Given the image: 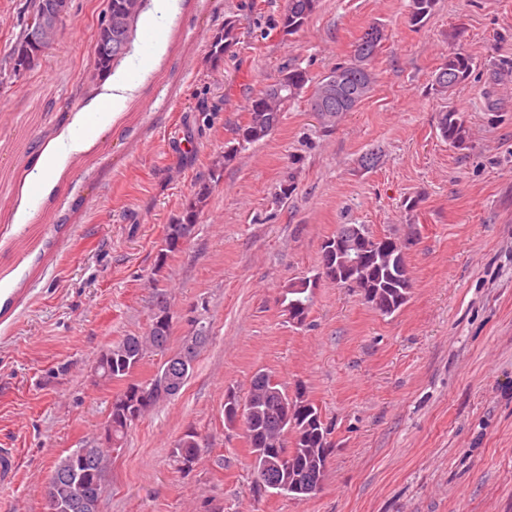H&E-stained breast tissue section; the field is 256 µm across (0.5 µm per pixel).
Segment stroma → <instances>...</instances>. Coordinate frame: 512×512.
<instances>
[{"label":"stroma","instance_id":"stroma-1","mask_svg":"<svg viewBox=\"0 0 512 512\" xmlns=\"http://www.w3.org/2000/svg\"><path fill=\"white\" fill-rule=\"evenodd\" d=\"M407 3L319 0L286 36L287 0H181L122 124L71 160L14 230L30 143L92 89L104 4L71 0L57 42L16 77L9 52L26 0H0V280L16 277L0 307V444L20 457L0 512H44L55 463L99 441L119 386L91 368L113 342L147 332L160 289L172 347L195 316L210 342L181 392L113 451L102 512H512V0H436L421 26ZM228 17L238 40L217 60L209 46ZM372 25L386 38L355 111L326 130L299 99L213 177L282 67L318 79ZM451 50L472 73L443 95L431 75ZM450 108L467 116V148L439 133ZM373 148L380 158L364 167ZM205 184L193 235L157 267L167 225ZM341 224L412 239L409 298L385 316L324 281L294 324L282 289L317 275ZM259 371L303 385L330 429L322 488L306 499L255 494L243 428L224 423L225 391L246 395ZM190 429L204 447L183 472L170 455Z\"/></svg>","mask_w":512,"mask_h":512}]
</instances>
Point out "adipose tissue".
Masks as SVG:
<instances>
[{"instance_id":"1","label":"adipose tissue","mask_w":512,"mask_h":512,"mask_svg":"<svg viewBox=\"0 0 512 512\" xmlns=\"http://www.w3.org/2000/svg\"><path fill=\"white\" fill-rule=\"evenodd\" d=\"M151 38V30L140 32L133 41L129 60L121 62L100 83L86 104L72 113L69 123L57 130L49 143L36 142L30 146L32 164L23 175L16 218L31 217L36 211L33 188L49 192L64 175L67 161L89 151L95 141L94 134L88 131L91 117L101 118L109 127L123 120L127 109L138 97L142 77L157 67L155 53L142 49Z\"/></svg>"}]
</instances>
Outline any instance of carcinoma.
Here are the masks:
<instances>
[{
    "mask_svg": "<svg viewBox=\"0 0 512 512\" xmlns=\"http://www.w3.org/2000/svg\"><path fill=\"white\" fill-rule=\"evenodd\" d=\"M319 0H288L287 8L279 21L280 31L292 35L302 29L316 11ZM149 0H109L108 14L101 16L97 26L94 45L95 67L90 81L95 83L104 78L114 63L131 52L134 26L141 13L147 8ZM70 0H28L23 18V31L11 48V73L19 76L32 70L57 39L59 24L69 10ZM435 0H409L410 20L415 25L424 23L431 15ZM380 29L371 26L364 32L355 45L353 54L347 61L336 65L313 83L307 99L310 111H330L323 121L328 124L333 118L342 116L341 104L328 95L330 81L336 80L341 87L355 97L354 107L361 104L372 92L376 76L372 61L382 40ZM237 40V24L233 18L224 21V34L216 37L210 45L214 58H221L224 52ZM472 62L460 52H450L432 72V86L440 93H447L469 79ZM280 74L288 75V91L272 101L270 105L262 102L265 90H260L251 99L248 118L236 127L237 144L225 147L224 155L215 163V170L221 171L230 163L238 151L249 144L257 143L271 135L279 126L282 114L304 93L309 77L302 69L288 65L282 67ZM438 129L442 138L457 149L468 146L470 129L463 112L448 109L439 114ZM210 188L198 190L182 220L167 225L164 243L159 250L158 265L177 252L188 240L195 229L197 216L209 196ZM307 278L301 277L289 282L282 292V303L299 304L297 316L305 322L313 298L302 291ZM406 286L393 283L385 270L373 268L366 278L356 284L358 292L367 288H412L411 279H405ZM172 319L167 294L159 291L155 295V310L148 331L143 335H128L114 342L97 358L95 369L104 382L124 381L141 365L146 356L156 352L158 344H167L160 354L172 351L169 347L172 335ZM159 374L150 378V387L139 381L129 382L112 396V446L99 443L94 448V460H86L80 455V449H74L59 460L52 473L57 475L54 495L58 502L66 504L67 512H84L77 504L84 501L103 502L110 494L106 472L111 461L112 449L117 448L126 437L133 421L143 417L153 409L159 400L152 397L151 390L159 386ZM298 400L288 398V389L275 381L272 375L259 371L251 380L245 398L236 392L228 391L224 403V419L232 425L239 422L243 426L253 460L269 462V468L276 471L292 467L306 470L310 461L306 449L320 447L319 433H329L322 418L315 417L311 409L295 408ZM197 432L189 431L179 439L172 450V461L180 470L192 468L199 459L201 447L195 443Z\"/></svg>",
    "mask_w": 512,
    "mask_h": 512,
    "instance_id": "1",
    "label": "carcinoma"
}]
</instances>
